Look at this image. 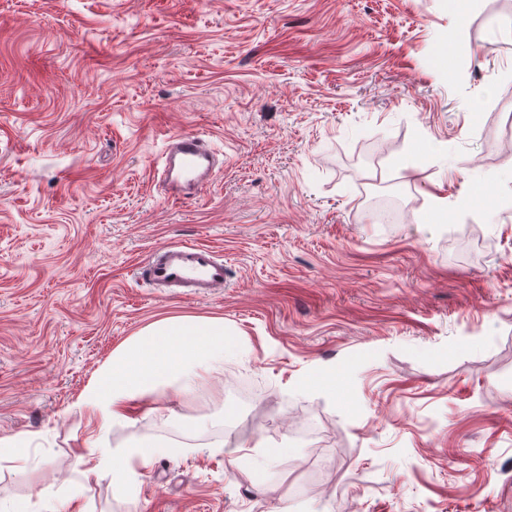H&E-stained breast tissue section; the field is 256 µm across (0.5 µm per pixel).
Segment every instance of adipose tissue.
<instances>
[{
    "instance_id": "adipose-tissue-1",
    "label": "adipose tissue",
    "mask_w": 512,
    "mask_h": 512,
    "mask_svg": "<svg viewBox=\"0 0 512 512\" xmlns=\"http://www.w3.org/2000/svg\"><path fill=\"white\" fill-rule=\"evenodd\" d=\"M227 334L220 319L184 316L154 322L113 353L111 365L84 393L80 404L102 423L130 422L134 402L151 401L176 385L190 391L205 373L221 368ZM165 452L162 446L140 445L114 454L102 447L88 471L110 477L120 489L126 484L131 462L146 463Z\"/></svg>"
}]
</instances>
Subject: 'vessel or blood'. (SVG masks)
<instances>
[{"instance_id":"b4317fda","label":"vessel or blood","mask_w":512,"mask_h":512,"mask_svg":"<svg viewBox=\"0 0 512 512\" xmlns=\"http://www.w3.org/2000/svg\"><path fill=\"white\" fill-rule=\"evenodd\" d=\"M157 176L166 198L181 200L198 194L210 181L218 161L193 133L172 136L162 153ZM147 283L176 288L181 295L209 297L224 287V259L206 246L168 244L153 250L145 268Z\"/></svg>"}]
</instances>
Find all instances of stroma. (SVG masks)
Returning a JSON list of instances; mask_svg holds the SVG:
<instances>
[{"mask_svg": "<svg viewBox=\"0 0 512 512\" xmlns=\"http://www.w3.org/2000/svg\"><path fill=\"white\" fill-rule=\"evenodd\" d=\"M185 132L224 167L172 203ZM175 242L222 291L143 283ZM179 315L223 318V368L101 429L79 397ZM231 425L279 454L233 467ZM14 439L0 512H512V0H0ZM100 443L170 452L118 490L77 461Z\"/></svg>", "mask_w": 512, "mask_h": 512, "instance_id": "stroma-1", "label": "stroma"}]
</instances>
